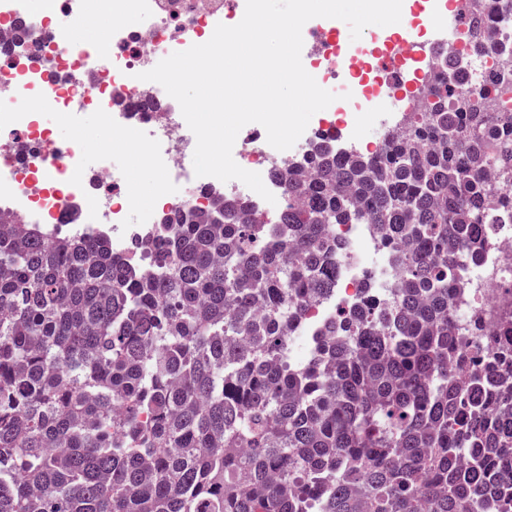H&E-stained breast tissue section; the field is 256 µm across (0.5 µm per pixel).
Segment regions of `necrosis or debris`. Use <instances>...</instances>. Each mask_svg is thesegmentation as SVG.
<instances>
[{
  "label": "necrosis or debris",
  "instance_id": "1",
  "mask_svg": "<svg viewBox=\"0 0 512 512\" xmlns=\"http://www.w3.org/2000/svg\"><path fill=\"white\" fill-rule=\"evenodd\" d=\"M104 5L112 13L110 50L78 37L60 45L64 20L90 16ZM219 14L229 26L243 18L225 0H0V129L24 136L20 142L0 140V215L44 224L61 235L108 236L113 254L126 259L134 256L137 243L159 235L164 215L201 209L209 198L239 199L257 219L284 205L286 185L278 174L299 161L296 151L274 149L257 123L244 126L236 138L234 156L263 167V183L276 198L272 204L240 181L196 176V138L179 104L158 83L138 78L158 59L210 39ZM467 49L464 36L449 33L424 58L402 59L401 70L414 75L409 85L393 81L388 72L364 67L356 84L359 100L352 108L349 138L337 140L335 122L325 120L316 133H303L300 144L310 148L321 138L337 142L346 155L358 154L360 127L372 119L373 101L390 95L399 110L421 111L419 86L439 77L442 60L458 59ZM342 56L329 38L307 51L319 86L332 91L341 85ZM26 97L49 99L57 120L95 112L118 140L144 145L162 172L159 202L135 200L127 187L129 170H116L107 150L81 143L58 147L41 127L40 110L23 105ZM334 232L350 244L338 264L336 295L312 305L296 326L297 334L318 335L341 309L360 305L365 258H373L385 298L395 294L390 253L380 247L369 225L339 224ZM480 247V268L453 293L451 303L460 320L468 318L471 305H478L483 325L492 329L512 309V223L491 225Z\"/></svg>",
  "mask_w": 512,
  "mask_h": 512
}]
</instances>
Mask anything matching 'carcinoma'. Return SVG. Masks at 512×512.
Masks as SVG:
<instances>
[{"instance_id": "1", "label": "carcinoma", "mask_w": 512, "mask_h": 512, "mask_svg": "<svg viewBox=\"0 0 512 512\" xmlns=\"http://www.w3.org/2000/svg\"><path fill=\"white\" fill-rule=\"evenodd\" d=\"M465 67L372 156L324 146L285 177L278 234L231 199L175 213L154 274L104 236L0 223V512H512V317L463 347L451 292L512 218V55ZM332 224H372L377 286L291 365L285 329L336 288ZM499 66L500 59L494 52H487L479 57L473 64V75L468 85V91L479 92L483 86V77Z\"/></svg>"}]
</instances>
